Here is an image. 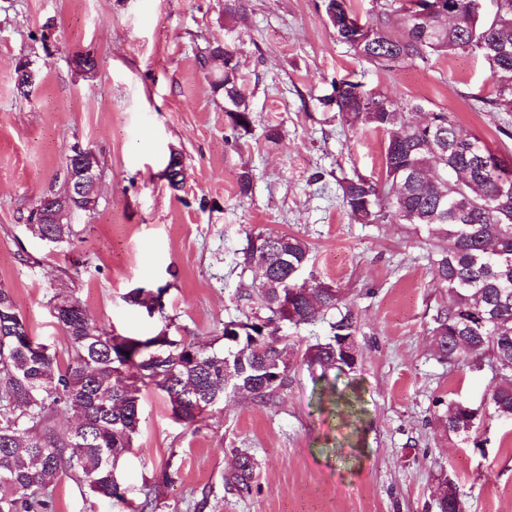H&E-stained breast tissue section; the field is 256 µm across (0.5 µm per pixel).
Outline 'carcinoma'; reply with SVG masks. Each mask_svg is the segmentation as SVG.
<instances>
[{
	"label": "carcinoma",
	"instance_id": "carcinoma-1",
	"mask_svg": "<svg viewBox=\"0 0 512 512\" xmlns=\"http://www.w3.org/2000/svg\"><path fill=\"white\" fill-rule=\"evenodd\" d=\"M327 21L339 42L374 67L391 70L408 62H427L433 55L469 52L480 55L493 78L496 109L512 106V0L498 15L476 12L470 0H383L384 16L401 15L394 31L381 23L367 26L365 39L354 38L346 23L354 20L347 0H324ZM454 15L446 21L445 11ZM233 43L215 46L200 64L223 59L224 70L212 83L224 94V112L234 131L253 127ZM325 104L336 107L341 122L382 131L386 137L385 179L379 186L362 176L340 182L342 203L350 220L379 224L390 219L427 230L440 242L433 276L448 289V304L433 318L432 336L440 359L448 363L486 361L500 376L491 392L494 417L512 421V193H501V175L512 177V157L491 151L477 136L460 132L452 113L432 112L424 126L410 120L418 103L373 94L357 81H342ZM41 240L58 248L69 242V224H34ZM274 243L263 264L251 247L243 248L238 265L256 273L258 307L243 320L222 328L224 345L208 348L169 335L126 336L107 331L88 317L74 290L58 288L49 299L52 316L68 342V362L59 367L56 351L31 334L12 294L0 288V512H51L48 488L62 474L87 486L98 500L124 497L118 472L131 451L141 424L140 391L154 386L168 398L171 414L187 425L199 423L198 406L245 390L263 400L288 385L290 350L282 325L296 328L324 310L341 305V290L315 282L298 284L309 261L306 242L296 236L262 233ZM164 289L129 291L125 301L147 313L164 316ZM293 313L285 315L282 298ZM331 334L302 354L312 369L351 366L342 344L356 324L351 312L339 313ZM156 341L151 351L138 346ZM59 406L72 417L57 432L48 425ZM448 433L468 439L477 431L467 402L448 400L442 420ZM176 473L161 472L148 487L139 512H155L160 487ZM439 512H463L456 483L441 482Z\"/></svg>",
	"mask_w": 512,
	"mask_h": 512
}]
</instances>
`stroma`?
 <instances>
[{
    "mask_svg": "<svg viewBox=\"0 0 512 512\" xmlns=\"http://www.w3.org/2000/svg\"><path fill=\"white\" fill-rule=\"evenodd\" d=\"M0 0V286L12 291L32 333L67 358L50 295L75 289L99 326L128 336L161 328L200 346L251 307L254 274L238 258L250 234L307 242L301 281L340 288L356 320L353 367L321 379L294 366L266 400L229 396L195 426L177 423L162 391L141 392V425L121 463L126 497L95 500L63 477L53 512H136L161 469L176 481L156 512H437L451 478L464 512H512V421L483 416L477 442L449 435L447 401L474 403L499 383L489 367L451 365L432 344V319L448 302L428 259L426 231L351 222L342 178H385L386 136L342 124L324 103L336 81L453 113L460 128L512 154V112L494 109L478 55L435 56L379 70L339 43L323 0ZM239 48L254 124L233 136L221 72L204 48ZM93 54L84 75L75 52ZM31 61L41 80L20 94L13 70ZM283 137L267 142L263 129ZM101 162L96 211L71 219L60 248L28 226L36 201L58 187L74 144ZM179 153L184 180L164 170ZM252 192L238 193L242 171ZM135 288L163 289L164 317L125 302ZM354 396L339 416L330 389ZM248 487L230 479L243 459Z\"/></svg>",
    "mask_w": 512,
    "mask_h": 512,
    "instance_id": "obj_1",
    "label": "stroma"
}]
</instances>
